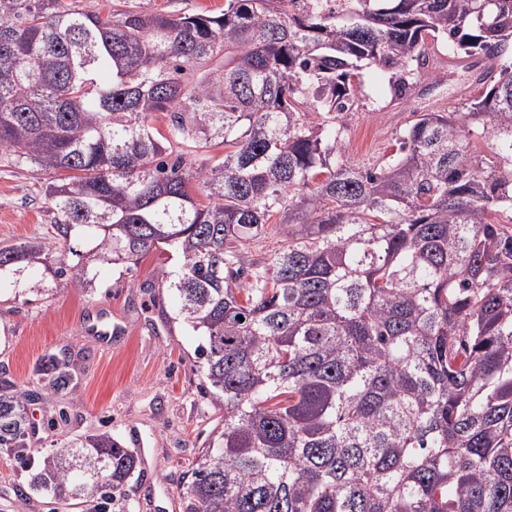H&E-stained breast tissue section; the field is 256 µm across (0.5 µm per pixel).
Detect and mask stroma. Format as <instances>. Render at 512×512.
<instances>
[{"label": "stroma", "instance_id": "stroma-1", "mask_svg": "<svg viewBox=\"0 0 512 512\" xmlns=\"http://www.w3.org/2000/svg\"><path fill=\"white\" fill-rule=\"evenodd\" d=\"M360 80L345 138L350 162L368 168L396 160V139L414 113L460 111L483 92L468 69L449 66L443 47L430 54L406 98H396L388 73L373 65L362 66ZM45 181L0 155V247L30 238L52 248L65 244L52 230ZM65 245L70 265L86 264L81 233ZM157 264L152 254L129 270L99 265L90 291L19 296L0 285V379L29 394L23 455L0 448V512H184L191 465L224 412L201 388L202 339L173 323L174 302L157 285ZM101 329L112 330L111 344L100 341ZM52 363L70 377L59 391L45 373ZM103 431L145 450L121 497L63 503L33 487L44 459L62 443Z\"/></svg>", "mask_w": 512, "mask_h": 512}]
</instances>
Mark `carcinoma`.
<instances>
[{"instance_id":"obj_1","label":"carcinoma","mask_w":512,"mask_h":512,"mask_svg":"<svg viewBox=\"0 0 512 512\" xmlns=\"http://www.w3.org/2000/svg\"><path fill=\"white\" fill-rule=\"evenodd\" d=\"M440 41L483 53L485 92L416 115L396 161L351 164L361 63L402 99ZM4 152L58 175L55 235L80 229L112 266L177 262L158 278L224 409L185 512H512V218L497 219L512 0H224L184 17L0 0ZM271 232L285 245L247 263ZM35 266L51 276L36 294L97 276L37 238L0 247L13 282ZM26 398L0 382V448L24 451ZM137 466L104 432L63 444L36 483L111 499Z\"/></svg>"}]
</instances>
